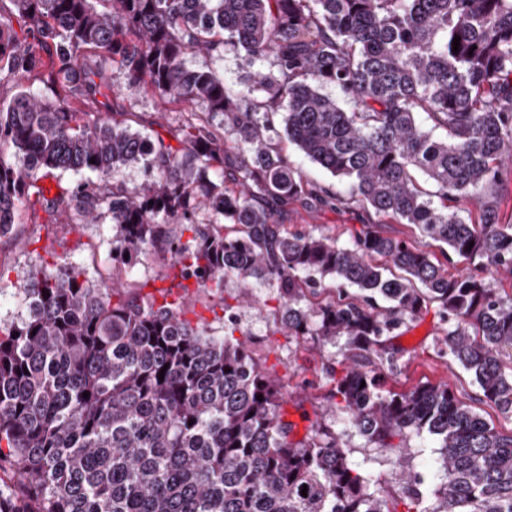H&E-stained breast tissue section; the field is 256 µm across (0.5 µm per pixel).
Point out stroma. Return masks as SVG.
Masks as SVG:
<instances>
[{
	"mask_svg": "<svg viewBox=\"0 0 512 512\" xmlns=\"http://www.w3.org/2000/svg\"><path fill=\"white\" fill-rule=\"evenodd\" d=\"M213 65L223 75L228 92H236L241 81L252 77L244 54L226 51L223 60L191 54V68ZM107 100L112 111L122 113L131 129L158 136L177 145L179 131L189 116L187 107L163 110L158 98L128 88L118 77L111 78ZM364 224L377 225L384 233L400 238H417L418 232L406 224L380 218L357 203H339L313 210L296 208L289 212L285 225L316 235H328L347 241L352 229ZM117 230L108 219L89 224H68L38 213L24 217L12 232L0 237V321H20L26 308L16 288L33 267H54L70 262L83 268L86 278L95 284L109 280L112 274V240ZM224 298L233 305L237 326L255 357L273 353L279 363L276 372L288 393V418L307 427L315 415L327 425H335L336 411L328 399L330 386L321 373L322 366L334 363L336 349L326 345L308 351L306 344L277 332L274 312L279 305L276 289L263 283L248 285L230 278L224 283ZM442 326L435 312H427L403 326L391 344L405 353L394 374L385 378L386 388L403 390L420 383H448L457 397L497 428H512V422L480 399L477 386L468 373L448 357L439 356L435 341Z\"/></svg>",
	"mask_w": 512,
	"mask_h": 512,
	"instance_id": "35a3bbf8",
	"label": "stroma"
}]
</instances>
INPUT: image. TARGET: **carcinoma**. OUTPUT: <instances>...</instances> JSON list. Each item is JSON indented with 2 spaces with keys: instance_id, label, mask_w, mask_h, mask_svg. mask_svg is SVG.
Returning <instances> with one entry per match:
<instances>
[{
  "instance_id": "carcinoma-1",
  "label": "carcinoma",
  "mask_w": 512,
  "mask_h": 512,
  "mask_svg": "<svg viewBox=\"0 0 512 512\" xmlns=\"http://www.w3.org/2000/svg\"><path fill=\"white\" fill-rule=\"evenodd\" d=\"M230 47L271 65L233 97L210 67L186 65ZM111 68L166 107H194L180 147L103 111ZM0 73L16 87L0 102V237L29 213L104 215L118 280L154 254L184 291L191 280L214 296L229 277L271 285L282 331L339 344L342 370L328 374L343 426L316 418L291 438L284 385L234 337L230 305L216 338L169 288L35 268L18 287L27 316L0 325V509L512 512V429L446 383L381 386L399 362L385 342L435 306L439 352L512 422V295L499 287L512 224L499 223L497 177L512 157V0H0ZM33 74L50 97L32 91ZM276 115L350 200L471 268L451 275L371 224L347 242L285 228L288 206L338 198L308 189L274 140ZM215 116L230 138L211 130ZM140 163L149 183L127 194L116 176ZM51 171L89 178L52 195ZM462 198L479 223L459 215ZM327 288L336 295L305 304ZM349 430L397 464L411 436H429L439 465L386 481L349 460Z\"/></svg>"
}]
</instances>
